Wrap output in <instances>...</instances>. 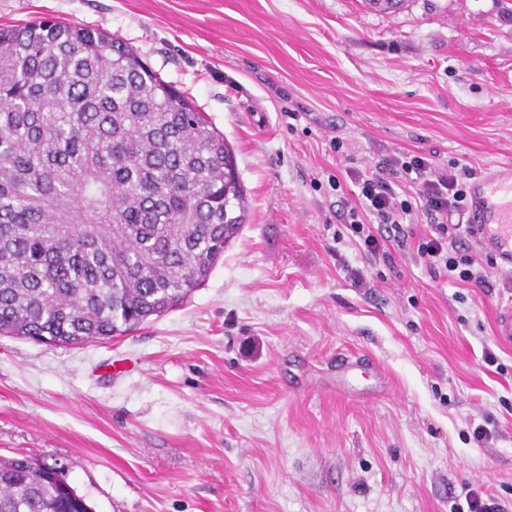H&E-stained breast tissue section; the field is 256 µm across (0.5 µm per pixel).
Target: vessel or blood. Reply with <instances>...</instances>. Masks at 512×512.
Listing matches in <instances>:
<instances>
[{"label": "vessel or blood", "instance_id": "b4317fda", "mask_svg": "<svg viewBox=\"0 0 512 512\" xmlns=\"http://www.w3.org/2000/svg\"><path fill=\"white\" fill-rule=\"evenodd\" d=\"M468 223L479 248L512 265V163L490 165L469 191Z\"/></svg>", "mask_w": 512, "mask_h": 512}]
</instances>
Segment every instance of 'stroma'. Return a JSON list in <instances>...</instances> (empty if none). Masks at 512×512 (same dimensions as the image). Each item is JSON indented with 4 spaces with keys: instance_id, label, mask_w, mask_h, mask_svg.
Returning a JSON list of instances; mask_svg holds the SVG:
<instances>
[{
    "instance_id": "stroma-1",
    "label": "stroma",
    "mask_w": 512,
    "mask_h": 512,
    "mask_svg": "<svg viewBox=\"0 0 512 512\" xmlns=\"http://www.w3.org/2000/svg\"><path fill=\"white\" fill-rule=\"evenodd\" d=\"M39 16L119 37L184 92L231 146L248 219L140 330L0 338V455L57 459L92 512H450L471 489L512 512V347L494 336L512 294L396 248L368 263L338 215L355 174L397 152L512 162L499 0H0V25ZM357 353L387 391L337 392ZM115 358L137 367L113 374Z\"/></svg>"
}]
</instances>
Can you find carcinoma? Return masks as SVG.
Wrapping results in <instances>:
<instances>
[{"instance_id": "1", "label": "carcinoma", "mask_w": 512, "mask_h": 512, "mask_svg": "<svg viewBox=\"0 0 512 512\" xmlns=\"http://www.w3.org/2000/svg\"><path fill=\"white\" fill-rule=\"evenodd\" d=\"M247 220L224 135L112 34L0 27V335L102 342L183 304ZM0 457V512H90Z\"/></svg>"}]
</instances>
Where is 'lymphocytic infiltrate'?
<instances>
[{
	"label": "lymphocytic infiltrate",
	"instance_id": "lymphocytic-infiltrate-1",
	"mask_svg": "<svg viewBox=\"0 0 512 512\" xmlns=\"http://www.w3.org/2000/svg\"><path fill=\"white\" fill-rule=\"evenodd\" d=\"M473 168H444L418 154L401 153L379 161L370 175L359 177L355 199L345 200L348 228L367 257L390 260L389 245L412 248L418 263L433 277L481 288L497 267L493 255H480L467 247L471 225L458 223L464 212ZM409 181L413 195L401 198L397 188ZM371 215L365 223L363 215ZM426 230H418L419 220Z\"/></svg>",
	"mask_w": 512,
	"mask_h": 512
}]
</instances>
